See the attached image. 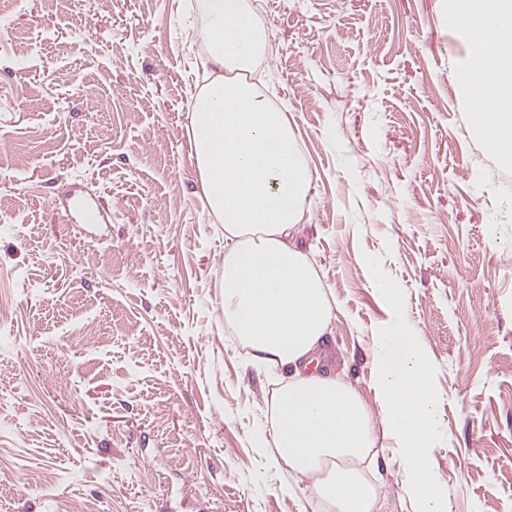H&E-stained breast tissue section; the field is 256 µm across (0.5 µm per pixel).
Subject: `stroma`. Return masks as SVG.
<instances>
[{"mask_svg": "<svg viewBox=\"0 0 512 512\" xmlns=\"http://www.w3.org/2000/svg\"><path fill=\"white\" fill-rule=\"evenodd\" d=\"M252 75L310 166L302 240L332 367L381 406L399 291L432 370L447 512H512V159L470 123L445 0H248ZM192 0H11L0 12V512H315L256 436L274 379L224 321V227L187 127ZM81 191L104 219L73 220ZM384 512H418L399 457Z\"/></svg>", "mask_w": 512, "mask_h": 512, "instance_id": "1", "label": "stroma"}]
</instances>
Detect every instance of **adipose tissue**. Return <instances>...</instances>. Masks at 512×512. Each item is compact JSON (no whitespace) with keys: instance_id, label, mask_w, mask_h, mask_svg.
Here are the masks:
<instances>
[{"instance_id":"1","label":"adipose tissue","mask_w":512,"mask_h":512,"mask_svg":"<svg viewBox=\"0 0 512 512\" xmlns=\"http://www.w3.org/2000/svg\"><path fill=\"white\" fill-rule=\"evenodd\" d=\"M448 23L470 47L493 38L495 65L472 59L465 88L484 98L471 121L485 146L512 154V0H446ZM192 24L204 40L197 63L209 80L193 93L188 140L205 205L224 226L221 269L224 319L253 360L283 369L266 433L275 464L305 484L321 512H379L368 464L390 438L419 512H445L432 479L440 435L431 369L395 289L388 327L375 342V387L382 419L331 369L312 368L334 318L330 293L308 252L296 243L312 173L288 115L246 80L269 45L247 0H194Z\"/></svg>"}]
</instances>
